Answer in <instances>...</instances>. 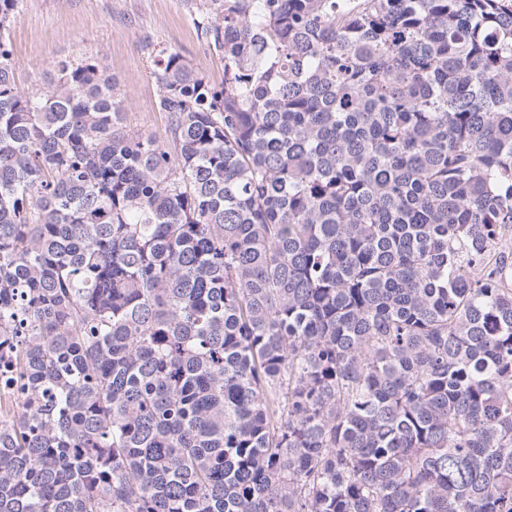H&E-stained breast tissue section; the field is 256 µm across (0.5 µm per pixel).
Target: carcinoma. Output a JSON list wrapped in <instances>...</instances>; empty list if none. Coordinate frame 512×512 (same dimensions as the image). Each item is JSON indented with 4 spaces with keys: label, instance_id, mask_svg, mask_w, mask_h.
Here are the masks:
<instances>
[{
    "label": "carcinoma",
    "instance_id": "obj_1",
    "mask_svg": "<svg viewBox=\"0 0 512 512\" xmlns=\"http://www.w3.org/2000/svg\"><path fill=\"white\" fill-rule=\"evenodd\" d=\"M0 0V512H512V0H200L160 142Z\"/></svg>",
    "mask_w": 512,
    "mask_h": 512
}]
</instances>
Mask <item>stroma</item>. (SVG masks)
Instances as JSON below:
<instances>
[{
    "label": "stroma",
    "mask_w": 512,
    "mask_h": 512,
    "mask_svg": "<svg viewBox=\"0 0 512 512\" xmlns=\"http://www.w3.org/2000/svg\"><path fill=\"white\" fill-rule=\"evenodd\" d=\"M194 0H26L8 36L19 88L45 86L61 61L94 58L128 104L131 127L166 140L146 44L179 53L214 85L224 61L198 31Z\"/></svg>",
    "instance_id": "stroma-1"
}]
</instances>
